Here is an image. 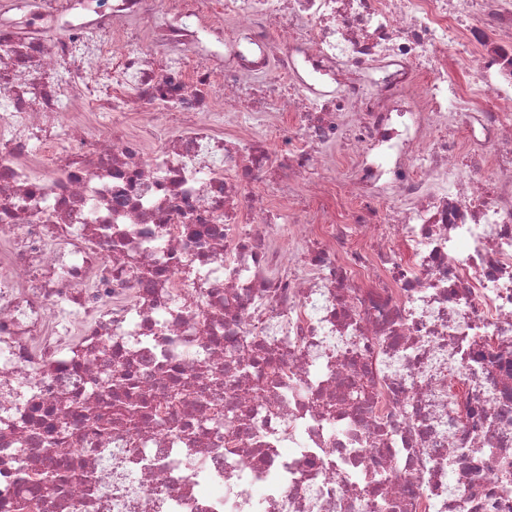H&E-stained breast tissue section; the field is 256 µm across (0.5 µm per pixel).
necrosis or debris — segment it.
Masks as SVG:
<instances>
[{"label": "necrosis or debris", "instance_id": "obj_1", "mask_svg": "<svg viewBox=\"0 0 512 512\" xmlns=\"http://www.w3.org/2000/svg\"><path fill=\"white\" fill-rule=\"evenodd\" d=\"M36 474L512 512V0H0V512Z\"/></svg>", "mask_w": 512, "mask_h": 512}]
</instances>
